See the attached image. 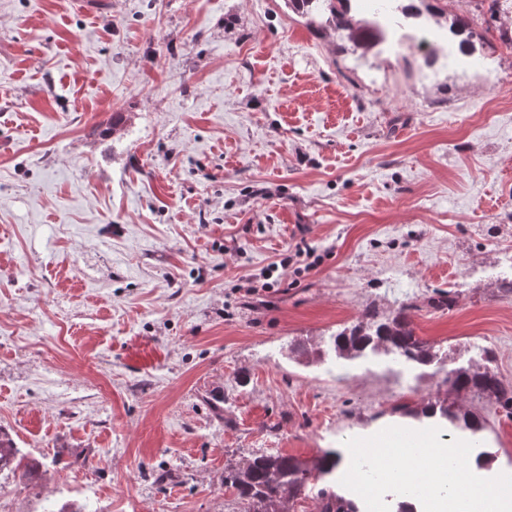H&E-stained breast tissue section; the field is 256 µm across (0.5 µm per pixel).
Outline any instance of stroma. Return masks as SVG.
I'll return each mask as SVG.
<instances>
[{
    "label": "stroma",
    "instance_id": "obj_1",
    "mask_svg": "<svg viewBox=\"0 0 512 512\" xmlns=\"http://www.w3.org/2000/svg\"><path fill=\"white\" fill-rule=\"evenodd\" d=\"M90 2L0 0V430L49 461L0 477L9 512H248L225 466L346 471L447 363L512 385V50L483 39L512 10L450 0L454 54L409 73L411 40L345 50L285 0ZM298 246L314 268L257 285ZM410 298L431 363L335 353ZM456 401L476 475L512 474V417Z\"/></svg>",
    "mask_w": 512,
    "mask_h": 512
}]
</instances>
